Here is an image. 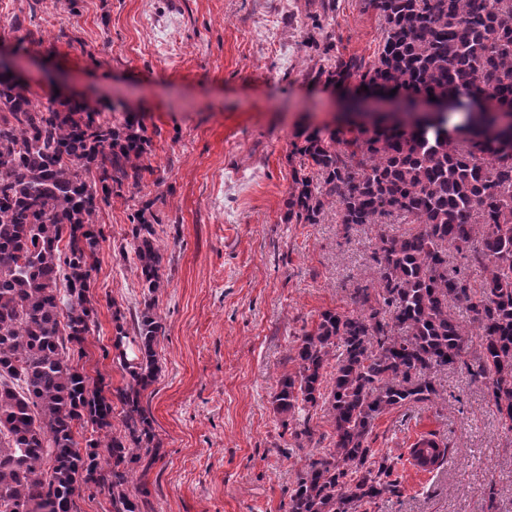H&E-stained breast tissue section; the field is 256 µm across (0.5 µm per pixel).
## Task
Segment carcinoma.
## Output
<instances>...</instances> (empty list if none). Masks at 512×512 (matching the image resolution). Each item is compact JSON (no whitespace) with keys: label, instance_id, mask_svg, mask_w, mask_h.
<instances>
[{"label":"carcinoma","instance_id":"cac0c4a2","mask_svg":"<svg viewBox=\"0 0 512 512\" xmlns=\"http://www.w3.org/2000/svg\"><path fill=\"white\" fill-rule=\"evenodd\" d=\"M366 7L385 24L376 61L338 57L328 77L450 96L438 124L469 137L378 127L343 140L313 132L294 147L288 220L318 224L333 210L347 232L375 228V266L371 284L350 293L356 313L325 310L297 337L296 371L272 397L276 414L295 419L297 448L313 442L310 409L333 428V447L297 476L288 512H359L397 493L398 459L371 448L369 436L386 412L439 398L435 374L445 367L460 364L484 381L512 431V126L499 123L501 110L512 111V0ZM96 115L81 103L38 101L30 85L0 72V512H77L85 491L108 494L112 512H142L129 493L133 466L160 448L140 405L159 373L162 324L151 304L136 322L131 360L120 351L125 316L112 312L116 359L129 377L112 397L74 363L97 317L89 284L102 231L93 215L149 171L144 127L130 114L112 125ZM151 207L130 218L132 261L150 295L163 286ZM388 218L416 231L391 235L379 228ZM451 249L477 270L479 287L448 269ZM87 423L96 436L81 448ZM447 454L433 435L409 448L434 469Z\"/></svg>","mask_w":512,"mask_h":512}]
</instances>
